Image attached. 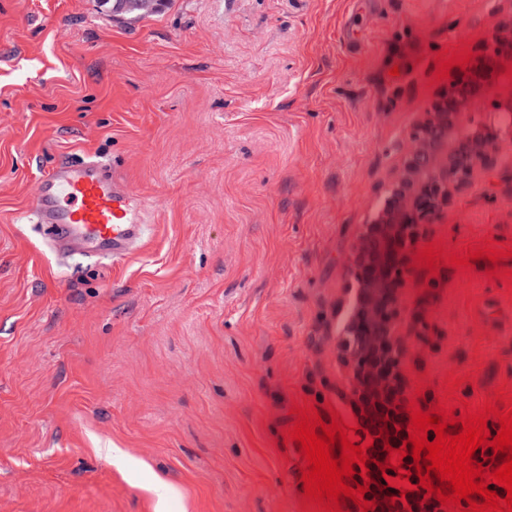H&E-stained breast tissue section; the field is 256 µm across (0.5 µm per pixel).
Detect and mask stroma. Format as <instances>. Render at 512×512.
<instances>
[{
	"instance_id": "1",
	"label": "stroma",
	"mask_w": 512,
	"mask_h": 512,
	"mask_svg": "<svg viewBox=\"0 0 512 512\" xmlns=\"http://www.w3.org/2000/svg\"><path fill=\"white\" fill-rule=\"evenodd\" d=\"M512 0H0V512H303L297 408L340 412L356 236L435 93ZM149 204L142 248L60 256L64 157ZM495 243L496 261L433 266ZM404 396L512 393V155L414 248ZM124 450L113 461L111 447ZM156 0H112V13H138L145 16L158 10Z\"/></svg>"
}]
</instances>
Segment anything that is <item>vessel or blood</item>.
Returning a JSON list of instances; mask_svg holds the SVG:
<instances>
[{"label":"vessel or blood","mask_w":512,"mask_h":512,"mask_svg":"<svg viewBox=\"0 0 512 512\" xmlns=\"http://www.w3.org/2000/svg\"><path fill=\"white\" fill-rule=\"evenodd\" d=\"M143 198L98 160L67 159L42 178L30 208L53 246L102 261L141 245L146 234Z\"/></svg>","instance_id":"b4317fda"}]
</instances>
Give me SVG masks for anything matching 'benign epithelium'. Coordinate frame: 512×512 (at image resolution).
<instances>
[{
  "mask_svg": "<svg viewBox=\"0 0 512 512\" xmlns=\"http://www.w3.org/2000/svg\"><path fill=\"white\" fill-rule=\"evenodd\" d=\"M492 46L436 94L409 135L389 187L362 226L354 250L346 335L355 343L353 378L367 370L366 356L395 335L408 249L426 226L439 220L455 193L493 167L512 144V97L492 103L477 123L469 113L483 102L501 73L512 67V18L488 19Z\"/></svg>",
  "mask_w": 512,
  "mask_h": 512,
  "instance_id": "7a95c632",
  "label": "benign epithelium"
}]
</instances>
